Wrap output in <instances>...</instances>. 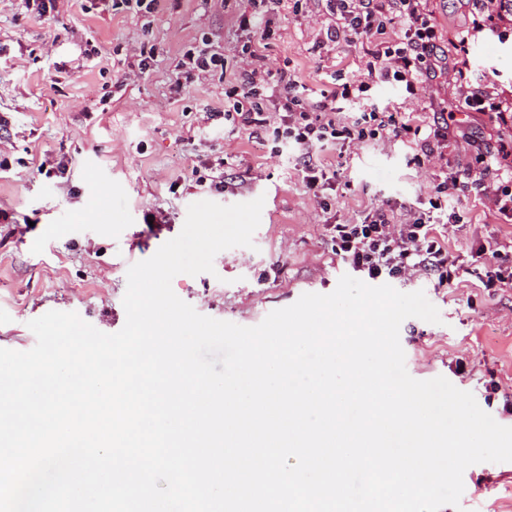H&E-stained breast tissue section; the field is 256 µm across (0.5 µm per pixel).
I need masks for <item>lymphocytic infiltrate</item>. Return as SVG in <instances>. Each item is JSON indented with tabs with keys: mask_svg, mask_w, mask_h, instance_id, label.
Returning a JSON list of instances; mask_svg holds the SVG:
<instances>
[{
	"mask_svg": "<svg viewBox=\"0 0 512 512\" xmlns=\"http://www.w3.org/2000/svg\"><path fill=\"white\" fill-rule=\"evenodd\" d=\"M328 23L313 45L317 53L343 42L365 44L367 61L360 75L344 78L319 100L306 93L293 69L268 68L262 42L242 45L247 70L227 92L222 119L249 136L270 142L272 153L293 155L303 183L313 192L328 185L326 168L317 152L346 141L376 135L408 140L416 145L417 161H428L448 147V130L454 112L438 109L430 125L392 107L357 113L345 122L336 116L338 100L367 102L374 85H398L403 98L415 100L423 83L437 77L444 60L442 36L432 19L428 0H324ZM469 37L454 41L459 62L454 75L463 90L465 105L487 115L495 124L512 126V98L496 93L494 81L473 86L464 58ZM224 55L204 49L187 51L177 69L174 91L185 81L222 71ZM467 181L479 193L492 196L498 214L512 216V144L481 143ZM458 184L457 176L434 182L430 208L417 211L403 224L392 223L381 205L364 210L352 224L330 225L332 251L342 263L366 273L370 279H400L421 271L436 277L441 288L458 287L455 263L448 260L446 224L457 222L456 213L444 211L442 200ZM485 271L486 286L512 287V252L500 242L480 245L472 255Z\"/></svg>",
	"mask_w": 512,
	"mask_h": 512,
	"instance_id": "1",
	"label": "lymphocytic infiltrate"
}]
</instances>
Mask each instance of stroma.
<instances>
[{"mask_svg":"<svg viewBox=\"0 0 512 512\" xmlns=\"http://www.w3.org/2000/svg\"><path fill=\"white\" fill-rule=\"evenodd\" d=\"M247 0H161L156 12L100 11L97 0H59L38 15L24 0H0V116L8 119V144L0 146V348L27 351L36 338L28 321L51 310L74 312L105 333L126 321L127 271L176 237L189 205L263 199L252 247L218 253L214 273L174 277L175 294L202 315L241 326L258 325L302 294H328L347 274L331 251L332 224H349L383 204L397 223L411 211L429 210L428 190L440 175L460 174L474 162L475 139L512 142L477 112L463 111L454 75L424 84L418 107L458 108L443 157L421 164L415 146L383 136L352 140L339 167L346 189L329 191L330 210L304 185L294 160L271 154L247 134L205 114L223 108L241 61L235 52L255 35L241 25ZM443 36L471 25V0H430ZM327 23L308 0L301 11L273 15L266 51L270 68H294L312 96L332 89L331 74H357L360 43H343L327 59L313 51ZM224 53V75L171 89L183 53L200 43ZM156 45L148 74L134 75L128 48ZM98 48L97 57L83 49ZM470 75L495 74L512 90V36L485 31L469 42ZM46 167H39V160ZM68 164L58 174L54 163ZM224 163L231 185L217 195L197 187L191 168ZM448 206L462 221L448 227V252L466 273L458 288L437 287L415 274L392 280L404 293L424 291L440 323L411 317L400 328L408 373L418 380L447 378L471 392L497 423L512 426V288L483 287L471 274V251L487 240L512 242V222L500 217L492 197L460 184ZM165 216L162 224L150 215ZM459 507L442 512H512V462L471 465L463 475Z\"/></svg>","mask_w":512,"mask_h":512,"instance_id":"stroma-1","label":"stroma"}]
</instances>
